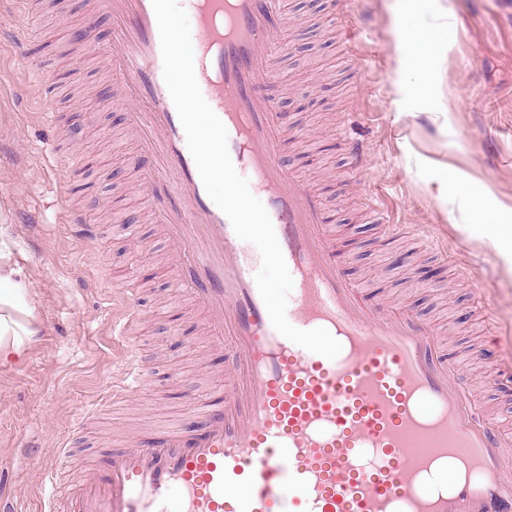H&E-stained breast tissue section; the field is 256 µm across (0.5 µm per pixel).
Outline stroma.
Here are the masks:
<instances>
[{
	"label": "stroma",
	"instance_id": "1",
	"mask_svg": "<svg viewBox=\"0 0 512 512\" xmlns=\"http://www.w3.org/2000/svg\"><path fill=\"white\" fill-rule=\"evenodd\" d=\"M23 50L0 46V240L32 308L18 360L0 362V485L26 512H66L62 448L75 462L124 445L136 432L197 419V402L224 383L219 354L204 347L202 311L173 286L174 250L160 237L143 194L128 105L110 102L101 57L86 55L81 87L69 88L70 29L89 0H38ZM285 52L263 86L286 119L279 156L322 200L340 271L380 299L437 325L476 399L512 438V258L492 247L469 210L512 220V10L500 0H281ZM435 32L432 88L417 95L415 64L398 49L399 18ZM57 85L52 129L20 92L39 77ZM364 145L352 167L346 138ZM79 147L82 163L64 159ZM88 206L99 240L71 233L57 205ZM380 204L388 224L369 216ZM137 289L139 321L124 324L117 285ZM157 362L153 380L113 402L123 359ZM38 451L24 469L23 443Z\"/></svg>",
	"mask_w": 512,
	"mask_h": 512
}]
</instances>
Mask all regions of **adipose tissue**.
Masks as SVG:
<instances>
[{
	"label": "adipose tissue",
	"instance_id": "adipose-tissue-1",
	"mask_svg": "<svg viewBox=\"0 0 512 512\" xmlns=\"http://www.w3.org/2000/svg\"><path fill=\"white\" fill-rule=\"evenodd\" d=\"M398 45L402 53L413 57L421 66L415 85L417 92L428 89L429 74L426 64L436 52L432 34L407 23L397 29ZM15 269L8 252L0 248V358H14L22 350L21 331L25 326L18 321V314H30L29 305L24 304L19 289L15 288Z\"/></svg>",
	"mask_w": 512,
	"mask_h": 512
}]
</instances>
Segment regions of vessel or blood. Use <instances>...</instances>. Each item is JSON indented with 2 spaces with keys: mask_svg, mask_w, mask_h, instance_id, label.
Segmentation results:
<instances>
[{
  "mask_svg": "<svg viewBox=\"0 0 512 512\" xmlns=\"http://www.w3.org/2000/svg\"><path fill=\"white\" fill-rule=\"evenodd\" d=\"M196 78L223 122L293 278L286 316L323 328L335 359L272 326L255 275L261 257L205 191L163 80L152 0H91L87 27L111 17L100 47L134 105L127 136L153 158L143 177L175 247L178 286L205 310L222 355L224 392L203 397L195 428H165L108 450L71 487L72 512H512V442L469 386L455 381L436 329L362 299L340 273L324 205L279 160L283 124L260 95L283 48L280 0H184ZM12 43L27 40L29 0H14ZM68 222L84 243L98 225Z\"/></svg>",
  "mask_w": 512,
  "mask_h": 512,
  "instance_id": "b4317fda",
  "label": "vessel or blood"
}]
</instances>
